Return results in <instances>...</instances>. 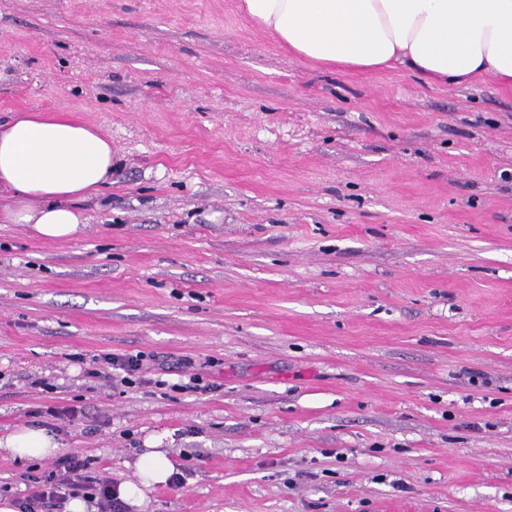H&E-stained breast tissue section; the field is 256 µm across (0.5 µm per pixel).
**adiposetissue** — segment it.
Listing matches in <instances>:
<instances>
[{
	"label": "adipose tissue",
	"mask_w": 512,
	"mask_h": 512,
	"mask_svg": "<svg viewBox=\"0 0 512 512\" xmlns=\"http://www.w3.org/2000/svg\"><path fill=\"white\" fill-rule=\"evenodd\" d=\"M276 41L317 66L360 72L404 68L429 84L487 75L512 87V0H242ZM112 182V140L67 112L0 119V222L24 224L44 240H69L86 223L80 203ZM24 458L60 449L54 431L30 425L0 438ZM175 465L163 448L145 449L120 498L145 512L150 493Z\"/></svg>",
	"instance_id": "adipose-tissue-1"
}]
</instances>
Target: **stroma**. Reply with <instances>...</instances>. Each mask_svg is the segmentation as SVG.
I'll return each instance as SVG.
<instances>
[{"instance_id":"obj_1","label":"stroma","mask_w":512,"mask_h":512,"mask_svg":"<svg viewBox=\"0 0 512 512\" xmlns=\"http://www.w3.org/2000/svg\"><path fill=\"white\" fill-rule=\"evenodd\" d=\"M27 110L116 168L76 239L0 224V436L84 407L62 450L116 479L162 437L147 512H512L511 88L327 70L240 0H0ZM134 350L219 388L88 377ZM52 465L0 451V496Z\"/></svg>"}]
</instances>
